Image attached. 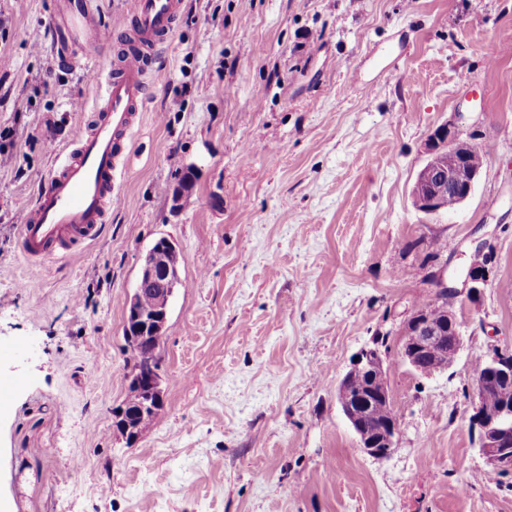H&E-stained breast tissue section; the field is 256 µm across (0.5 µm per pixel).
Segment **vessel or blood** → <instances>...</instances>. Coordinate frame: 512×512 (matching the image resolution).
<instances>
[{
  "mask_svg": "<svg viewBox=\"0 0 512 512\" xmlns=\"http://www.w3.org/2000/svg\"><path fill=\"white\" fill-rule=\"evenodd\" d=\"M181 5L182 0H133L118 27L126 48L102 74L96 63L102 24L93 0H57L52 48L64 63H80L100 95L92 124L77 128L72 151L57 157L19 226L26 258L41 263L74 258L83 244L99 237L112 206L117 166L128 155L139 120L147 76Z\"/></svg>",
  "mask_w": 512,
  "mask_h": 512,
  "instance_id": "1",
  "label": "vessel or blood"
}]
</instances>
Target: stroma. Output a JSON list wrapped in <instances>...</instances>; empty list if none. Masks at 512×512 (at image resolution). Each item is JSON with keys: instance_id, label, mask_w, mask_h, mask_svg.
Returning <instances> with one entry per match:
<instances>
[{"instance_id": "obj_1", "label": "stroma", "mask_w": 512, "mask_h": 512, "mask_svg": "<svg viewBox=\"0 0 512 512\" xmlns=\"http://www.w3.org/2000/svg\"><path fill=\"white\" fill-rule=\"evenodd\" d=\"M54 2L0 0V512H512L470 424L475 359L512 350V0H183L102 235L31 288L18 226L96 108L47 49ZM451 120L492 152L464 204L427 215L411 190ZM162 236L186 286L164 405L130 444L126 303ZM435 268L464 348L423 376L396 330ZM379 335L400 415L383 458L336 399ZM477 254L484 258V262L479 256H476L473 263L480 264V266L469 265L466 272L463 288L466 292L467 297L471 301H476L483 293L484 288L488 285L489 281V269L488 265L491 263L492 254L491 251H484V247L481 246L478 249Z\"/></svg>"}]
</instances>
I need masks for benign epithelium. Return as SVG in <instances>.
Returning <instances> with one entry per match:
<instances>
[{
	"instance_id": "benign-epithelium-1",
	"label": "benign epithelium",
	"mask_w": 512,
	"mask_h": 512,
	"mask_svg": "<svg viewBox=\"0 0 512 512\" xmlns=\"http://www.w3.org/2000/svg\"><path fill=\"white\" fill-rule=\"evenodd\" d=\"M478 146V136L465 132L458 124L448 122L438 127V135L428 138L426 151L428 159L419 171L412 187L411 196L416 209L426 214L442 210L443 190L433 185L438 155L446 150L455 157L448 167V190L452 191L458 203L462 204L473 194L482 168L471 165L469 157ZM478 255L484 258L479 266L469 265L463 288L467 297L475 301L488 285L492 254L479 247ZM170 269H159L153 260H143L136 287L130 296L125 316V338L141 341L130 330V321L137 318V296L146 288L155 295L153 328L163 326L168 319L172 294L168 289ZM442 316L436 317L428 308H416L402 322L399 329L400 345L397 354L400 360L418 373L429 365L431 373L448 370V354L458 356L463 348L464 338L461 324L449 304L441 306ZM388 352L379 347L366 345L351 359L349 368L340 380L336 397L341 410L356 434L359 448L366 454L383 458L396 445L399 424L384 422L383 437L375 436L371 429L372 399L391 402L386 383ZM157 361L149 360L148 367L140 379L146 385L148 394L164 397ZM366 377L365 388L352 383L355 375ZM512 383V351L494 348L484 357L483 364L474 371L471 402L473 414L471 424L478 429L479 452L495 471L512 472V402H492L486 399L488 389L493 385Z\"/></svg>"
}]
</instances>
